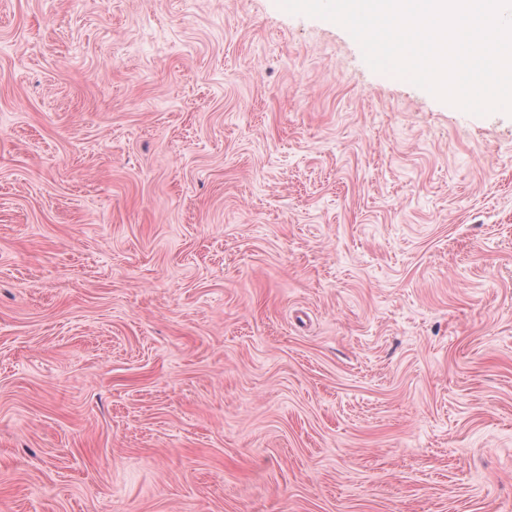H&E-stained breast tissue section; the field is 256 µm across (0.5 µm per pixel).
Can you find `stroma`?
<instances>
[{"label": "stroma", "mask_w": 512, "mask_h": 512, "mask_svg": "<svg viewBox=\"0 0 512 512\" xmlns=\"http://www.w3.org/2000/svg\"><path fill=\"white\" fill-rule=\"evenodd\" d=\"M0 512H512V115L276 0H0Z\"/></svg>", "instance_id": "obj_1"}]
</instances>
